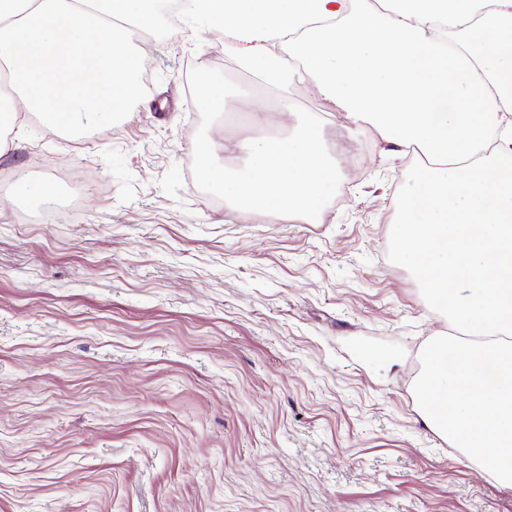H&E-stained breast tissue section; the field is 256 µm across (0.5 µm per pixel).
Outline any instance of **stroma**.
<instances>
[{
	"label": "stroma",
	"mask_w": 512,
	"mask_h": 512,
	"mask_svg": "<svg viewBox=\"0 0 512 512\" xmlns=\"http://www.w3.org/2000/svg\"><path fill=\"white\" fill-rule=\"evenodd\" d=\"M148 101L0 157V512H512L413 397L450 331L399 256L421 165L380 139L312 223L257 224L192 173V67L240 86L211 31L152 39ZM80 211L16 222L57 169Z\"/></svg>",
	"instance_id": "1"
}]
</instances>
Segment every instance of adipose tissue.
Instances as JSON below:
<instances>
[{
  "instance_id": "1",
  "label": "adipose tissue",
  "mask_w": 512,
  "mask_h": 512,
  "mask_svg": "<svg viewBox=\"0 0 512 512\" xmlns=\"http://www.w3.org/2000/svg\"><path fill=\"white\" fill-rule=\"evenodd\" d=\"M192 5L281 112L299 78L382 143L427 157L399 212L400 255L465 336L429 346L414 397L430 430L512 491V0Z\"/></svg>"
}]
</instances>
